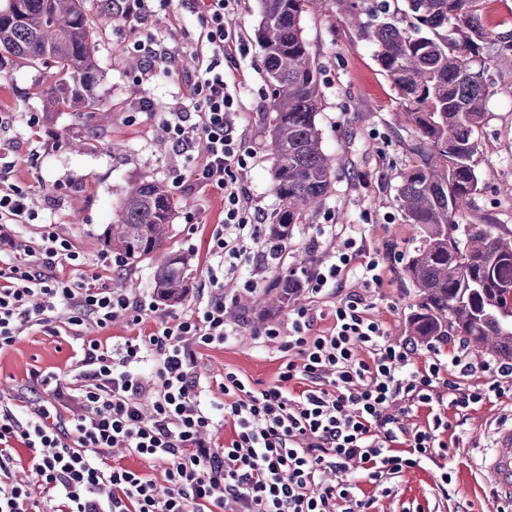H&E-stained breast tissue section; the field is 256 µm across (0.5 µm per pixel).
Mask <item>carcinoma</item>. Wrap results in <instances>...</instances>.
Instances as JSON below:
<instances>
[{"label": "carcinoma", "instance_id": "obj_1", "mask_svg": "<svg viewBox=\"0 0 512 512\" xmlns=\"http://www.w3.org/2000/svg\"><path fill=\"white\" fill-rule=\"evenodd\" d=\"M258 2L255 38L269 83L267 148L276 160L273 190L280 202L268 237L285 244L303 216L322 205L336 163L322 149L319 69L301 26L314 0ZM478 2L404 0L393 8L389 0H358L349 14L358 36L376 46V60L415 130L397 199L423 233L404 267L418 296L407 335L422 345L458 336L504 362L512 361V240L489 218L455 221L478 191L474 133L486 112V63L512 70V34L487 29ZM5 61L53 62L56 79L37 95L91 115L100 75L82 0H7L0 8V67ZM173 215L168 185L145 177L129 187L106 234L107 246L129 266L162 256L154 288L167 306L189 290V258L168 247ZM273 288L266 318L296 300L299 278L278 277Z\"/></svg>", "mask_w": 512, "mask_h": 512}]
</instances>
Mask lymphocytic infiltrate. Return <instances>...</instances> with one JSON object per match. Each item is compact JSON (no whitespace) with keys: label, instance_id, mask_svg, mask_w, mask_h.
Segmentation results:
<instances>
[{"label":"lymphocytic infiltrate","instance_id":"1","mask_svg":"<svg viewBox=\"0 0 512 512\" xmlns=\"http://www.w3.org/2000/svg\"><path fill=\"white\" fill-rule=\"evenodd\" d=\"M232 2L193 0L208 54L193 88L199 120L167 118L182 151L202 147L192 181L224 194V221L208 242L212 290L194 308L158 315L148 335L113 345L82 337V327L103 329L123 315L139 324L147 310L81 276L84 257L51 228L36 242L19 238L18 225L31 219L25 195L0 177V351L26 330L50 332L58 322L82 339L75 385L32 374L59 413L40 408L23 419L0 401V512H370L374 501L360 482L389 495L395 478L447 458L458 442L452 416L512 401V362L486 361L453 341L431 346L423 360L414 342L394 340L364 295L383 284L379 256H367L359 229L326 224L321 233L336 249L303 286L316 299L342 290L331 326L319 328L309 307L291 310L285 325H266L257 340L286 357L276 384L255 390L228 369L223 402L208 403L196 354L236 335L225 318L224 281L239 278L253 293L271 263L262 213L237 178L248 166L236 136L240 91L220 68L234 41L224 26ZM62 260L75 277L55 275ZM150 359L155 371L147 377L140 366ZM220 420L232 439L206 441ZM19 444L26 459L15 456ZM119 452L138 456L147 470L112 461ZM353 460L359 479H342ZM23 464L36 483L15 478ZM156 467L166 489L150 475Z\"/></svg>","mask_w":512,"mask_h":512}]
</instances>
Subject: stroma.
<instances>
[{
	"mask_svg": "<svg viewBox=\"0 0 512 512\" xmlns=\"http://www.w3.org/2000/svg\"><path fill=\"white\" fill-rule=\"evenodd\" d=\"M122 2L84 0L102 74L95 89L94 125H87L77 111L36 95L39 83L53 79L54 64L13 66L0 73V114L5 117L0 125V171L25 193L35 216L33 223L19 227L26 239L38 240L41 225H52L85 257L86 276L102 275L112 288L130 281L129 296L145 305L158 301L153 288L156 261L105 273L99 258L107 251L105 230L118 220L128 187L147 176L166 182L175 206L169 246L192 258L189 292L176 308L181 314L211 287L207 245L224 218L223 195L194 185L188 176L199 153L178 151L165 127L171 112L184 113L192 123L197 120L192 87L199 75L201 28L192 0H153L150 13L134 26L121 15ZM350 2L337 0L324 11L309 9L301 21L321 72L323 107L317 124L324 152L337 159L333 189L317 212L295 226L282 268H269L255 292L242 296L234 320L236 338L199 351L196 369L211 385L210 399H221L218 384L228 369L256 389L276 382L282 361L254 339L252 326L279 270L299 267L306 256L319 261L330 253L329 241L320 235L326 224L359 225L366 250L385 256L384 285L369 289L367 296L393 338L407 337V320L417 298L404 267L422 234L418 225L405 220L396 199L411 161L414 130L375 60L374 44L348 23ZM258 23V0H236L225 12L224 25L239 36L240 47L225 58L224 71L239 83L245 111L238 133L251 158L239 181L268 223L279 202L273 192L275 161L267 150L268 87L255 39ZM164 51L169 54L165 60L160 57ZM487 77L491 95L473 157L479 190L456 221L478 224L488 217L512 232V72L492 68ZM84 138L90 141L88 148L74 151L73 142ZM78 346L65 331L33 330L19 337L0 351V396L12 399L22 418L32 408L51 406L52 396L31 382V373L51 372L71 382ZM510 420L512 407L506 405L471 412L457 428L450 492L442 491L440 470L431 464L398 478L389 496H375L372 512H412L419 506L425 512H503L480 461L493 446L495 428Z\"/></svg>",
	"mask_w": 512,
	"mask_h": 512,
	"instance_id": "obj_1",
	"label": "stroma"
}]
</instances>
